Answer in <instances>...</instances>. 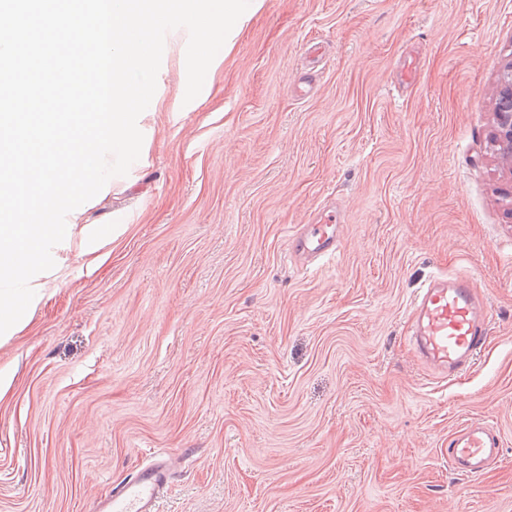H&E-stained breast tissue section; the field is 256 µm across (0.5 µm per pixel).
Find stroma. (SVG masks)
<instances>
[{
    "label": "stroma",
    "mask_w": 512,
    "mask_h": 512,
    "mask_svg": "<svg viewBox=\"0 0 512 512\" xmlns=\"http://www.w3.org/2000/svg\"><path fill=\"white\" fill-rule=\"evenodd\" d=\"M511 59L512 0H263L188 103L166 43L144 163L82 206L118 232L0 341V512H95L154 451L158 512H512ZM328 207L342 246L302 266ZM442 272L489 320L454 380L409 342ZM469 420L503 445L480 476L448 463ZM495 126L493 142L512 171V59L498 71L495 80Z\"/></svg>",
    "instance_id": "1"
}]
</instances>
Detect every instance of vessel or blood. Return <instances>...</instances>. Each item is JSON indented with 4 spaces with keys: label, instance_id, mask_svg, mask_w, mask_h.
<instances>
[{
    "label": "vessel or blood",
    "instance_id": "1",
    "mask_svg": "<svg viewBox=\"0 0 512 512\" xmlns=\"http://www.w3.org/2000/svg\"><path fill=\"white\" fill-rule=\"evenodd\" d=\"M341 246L338 217L328 213L317 224L303 225L292 240L296 255L331 258ZM485 301L465 276H436L423 284L412 307V345L422 363L443 377L467 372L487 344ZM501 456L498 434L473 420L448 438L453 469L481 474ZM171 470L165 460L139 469L126 483L100 499L97 512H154L156 500L167 492Z\"/></svg>",
    "mask_w": 512,
    "mask_h": 512
}]
</instances>
